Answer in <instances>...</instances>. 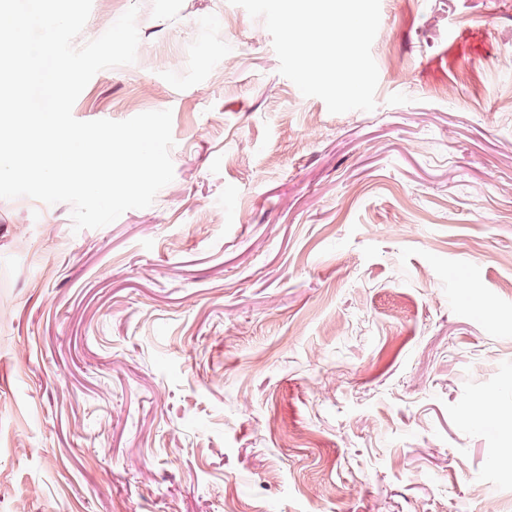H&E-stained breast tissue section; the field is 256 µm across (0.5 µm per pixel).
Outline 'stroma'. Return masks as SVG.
<instances>
[{
    "label": "stroma",
    "mask_w": 512,
    "mask_h": 512,
    "mask_svg": "<svg viewBox=\"0 0 512 512\" xmlns=\"http://www.w3.org/2000/svg\"><path fill=\"white\" fill-rule=\"evenodd\" d=\"M134 5L73 115L171 110L174 179L0 199V512H512V0H381L344 114L230 0L75 46Z\"/></svg>",
    "instance_id": "obj_1"
}]
</instances>
